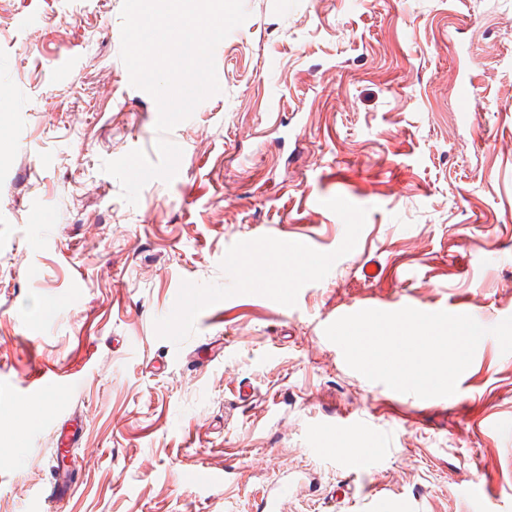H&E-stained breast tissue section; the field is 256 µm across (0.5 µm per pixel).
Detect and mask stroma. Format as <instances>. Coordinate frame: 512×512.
<instances>
[{
  "mask_svg": "<svg viewBox=\"0 0 512 512\" xmlns=\"http://www.w3.org/2000/svg\"><path fill=\"white\" fill-rule=\"evenodd\" d=\"M122 4L0 0V512H260L285 477L287 512H512L497 339L421 399L324 333L406 299L512 317V0H244L172 156ZM298 235L270 285L251 256ZM37 365L74 388L28 387ZM356 433L364 471L336 447Z\"/></svg>",
  "mask_w": 512,
  "mask_h": 512,
  "instance_id": "obj_1",
  "label": "stroma"
}]
</instances>
